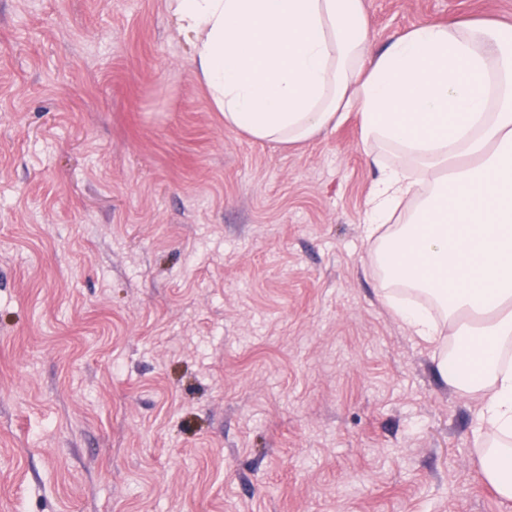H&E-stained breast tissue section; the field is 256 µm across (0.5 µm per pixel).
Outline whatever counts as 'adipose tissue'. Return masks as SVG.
Segmentation results:
<instances>
[{
  "mask_svg": "<svg viewBox=\"0 0 512 512\" xmlns=\"http://www.w3.org/2000/svg\"><path fill=\"white\" fill-rule=\"evenodd\" d=\"M196 75L226 126L295 145L360 118L392 149L367 201L366 237L389 278L431 298L396 314L440 349L450 386L479 395L473 435L512 436V26L427 21L382 51L362 0H169ZM453 328L446 337L445 328ZM455 353H448V345Z\"/></svg>",
  "mask_w": 512,
  "mask_h": 512,
  "instance_id": "obj_1",
  "label": "adipose tissue"
}]
</instances>
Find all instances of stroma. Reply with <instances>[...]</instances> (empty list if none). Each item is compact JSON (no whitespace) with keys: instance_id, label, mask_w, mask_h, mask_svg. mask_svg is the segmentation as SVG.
<instances>
[{"instance_id":"obj_1","label":"stroma","mask_w":512,"mask_h":512,"mask_svg":"<svg viewBox=\"0 0 512 512\" xmlns=\"http://www.w3.org/2000/svg\"><path fill=\"white\" fill-rule=\"evenodd\" d=\"M375 48L512 0H363ZM357 113L225 127L166 0H0V512H512L380 298Z\"/></svg>"}]
</instances>
